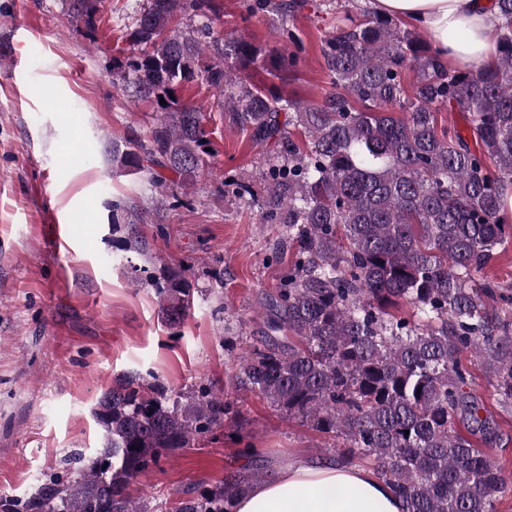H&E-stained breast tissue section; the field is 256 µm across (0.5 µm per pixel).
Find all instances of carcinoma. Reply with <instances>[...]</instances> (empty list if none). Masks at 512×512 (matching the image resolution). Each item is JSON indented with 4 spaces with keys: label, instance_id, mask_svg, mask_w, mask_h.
I'll return each mask as SVG.
<instances>
[{
    "label": "carcinoma",
    "instance_id": "cac0c4a2",
    "mask_svg": "<svg viewBox=\"0 0 512 512\" xmlns=\"http://www.w3.org/2000/svg\"><path fill=\"white\" fill-rule=\"evenodd\" d=\"M307 0H243L246 17L285 24ZM103 0H71L77 30L93 39ZM497 61L448 67L436 47L369 9L346 15L321 47L336 92L320 103L275 84L297 58L251 38L210 31L216 0H142L128 28L137 55L113 67L131 102L155 112L149 135L112 148L118 166L154 188L168 175L192 186L210 152L201 107L182 90L217 93L224 124L267 148L264 224L286 228L293 260L261 302L259 336L235 389L265 399L318 432L340 435L392 486L402 512H496L507 483L473 444L498 437L462 363L483 368L501 410L512 412V289L471 287L512 243V0H492ZM183 18L200 23L183 29ZM415 79L404 83L406 73ZM166 104H160V100ZM468 116L463 134L441 110ZM172 328L191 305L184 270L138 275ZM104 440L86 465L43 475L35 491L0 496V512H146L134 479L168 452L244 419L224 390L202 385L187 401L154 374L117 381L98 402ZM260 474L242 467L173 512H231Z\"/></svg>",
    "mask_w": 512,
    "mask_h": 512
}]
</instances>
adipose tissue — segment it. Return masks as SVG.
<instances>
[{
  "label": "adipose tissue",
  "mask_w": 512,
  "mask_h": 512,
  "mask_svg": "<svg viewBox=\"0 0 512 512\" xmlns=\"http://www.w3.org/2000/svg\"><path fill=\"white\" fill-rule=\"evenodd\" d=\"M373 7L422 28L449 65L475 71L496 55L489 38L495 25L490 0H373ZM326 488L343 495L327 499L322 494ZM234 512H402V505L374 470L314 457L278 468L240 498Z\"/></svg>",
  "instance_id": "obj_1"
}]
</instances>
